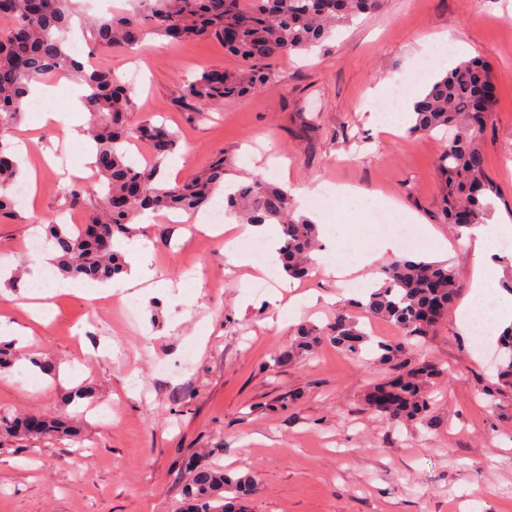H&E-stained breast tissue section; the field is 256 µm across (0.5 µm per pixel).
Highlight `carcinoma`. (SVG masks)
<instances>
[{"label":"carcinoma","instance_id":"1","mask_svg":"<svg viewBox=\"0 0 512 512\" xmlns=\"http://www.w3.org/2000/svg\"><path fill=\"white\" fill-rule=\"evenodd\" d=\"M74 0H0V18L13 20L0 29V216L12 213L13 188L20 173L11 144L5 139L26 106L29 86L45 76L80 71L71 53L68 32ZM135 13L112 14L90 22L98 48L131 49L148 36L179 44L216 40L248 68L245 79L230 80L218 69H205L187 85L185 104L198 109L220 106L224 100L259 90L277 80L276 60L289 53L309 52L333 38L336 30L361 14H370L380 0H141ZM489 76L480 61H461L438 75L422 92L411 114L412 133L452 132L437 168L445 186L439 219L466 227L484 223L491 210L494 186L486 173L481 145L483 125L495 98L478 100ZM88 89L85 107L91 117L88 134L95 151L94 167L104 180L109 206L88 214L84 226L48 221L46 241L56 249L54 266L63 277L104 283L124 268L112 238L129 234V225L145 211L181 210L204 205L224 182V156L191 179L174 183L159 178L160 165L179 146L177 135L152 123L129 124L133 98L120 75L92 69L83 74ZM144 141L152 148L153 164L144 168L128 159L125 144ZM225 196L228 212L244 224H277L281 244L277 261L292 278L312 270L311 253L317 225L299 210L292 195L262 178L233 183ZM380 287L356 306L397 326L404 340L370 342L355 316L340 311L325 329L307 324L296 330L299 352L311 353L327 342L352 355L370 345L374 360L393 366L399 374L373 387L366 405L378 416L400 424L430 421L432 400L428 386L444 374L435 363H413L409 341L422 343L448 317L460 283L446 264L392 259L381 269ZM501 354L497 387L491 399L512 392V326L498 337ZM0 431L19 436L77 431L58 420L25 419L0 412ZM185 512H244V502L256 488V478L230 477L222 468L189 467Z\"/></svg>","mask_w":512,"mask_h":512}]
</instances>
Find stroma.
Wrapping results in <instances>:
<instances>
[{
    "label": "stroma",
    "instance_id": "obj_1",
    "mask_svg": "<svg viewBox=\"0 0 512 512\" xmlns=\"http://www.w3.org/2000/svg\"><path fill=\"white\" fill-rule=\"evenodd\" d=\"M135 8L134 0H75L73 18L83 60L121 75L138 71L129 123L162 121L178 135V179L201 174L220 154L228 180H249L260 168L271 182H288L338 262L373 255L356 276L365 288L377 287L378 269L398 255L453 267L461 284L455 304L434 335L411 348L413 360L439 364L447 377L429 387L433 424L404 427L365 403L395 374L368 354L326 344L273 367V356L293 344L295 324L269 323L264 301L245 302L252 283L223 244L163 216L137 219L125 238L151 242V289L101 301L94 325L87 321L92 301L60 293L49 321L32 326L26 285L42 274L26 252L33 218L83 220L90 201L104 196L92 183L84 202H72V173L48 170L36 200L0 218V317L34 329L16 344L13 366L0 371V411L71 420L79 436L1 434L0 512H182L192 460L255 475L250 512H512V393L488 402L496 345L476 349L458 327L477 257L464 243L468 229L439 220L443 146L404 124L384 132L371 119L377 88L399 82L408 89L481 57L496 94L482 133L497 189L489 220L512 224V0H383L329 46L280 58L274 84L203 115L183 106L186 85L206 68L242 77L239 61L214 40L94 49L85 19ZM440 34L452 53L434 54ZM141 53L150 59L143 71ZM342 185L378 195L376 206L337 196ZM388 205L404 234L397 249L383 252L373 215ZM422 227L447 240L448 252L429 249ZM299 289L320 299L301 307L295 323L320 328L356 297L318 268ZM83 338L96 349L113 344L126 357L85 362L63 382L57 371L79 358ZM28 357L51 372L24 367ZM133 375L141 381L135 393L128 390ZM79 388L92 391L91 406L69 402Z\"/></svg>",
    "mask_w": 512,
    "mask_h": 512
}]
</instances>
